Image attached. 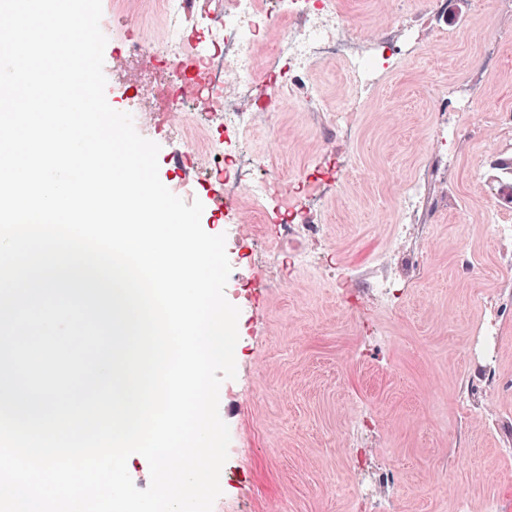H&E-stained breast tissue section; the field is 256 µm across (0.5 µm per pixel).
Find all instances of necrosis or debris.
<instances>
[{"instance_id": "necrosis-or-debris-1", "label": "necrosis or debris", "mask_w": 512, "mask_h": 512, "mask_svg": "<svg viewBox=\"0 0 512 512\" xmlns=\"http://www.w3.org/2000/svg\"><path fill=\"white\" fill-rule=\"evenodd\" d=\"M213 0H158L166 22L164 37L132 42L128 49L165 64L171 79L159 95L158 110L168 115L221 116L224 132L209 139L202 154L207 175L223 187L228 209L242 216L260 211L280 236L315 241L322 227L315 218L325 199L342 191L348 162L324 154L312 170L281 180L249 142L258 115L284 99L314 123L341 136L355 128L358 105L378 84L385 70L399 66L417 39L409 20L398 31L369 37L355 35L339 0H224L214 18ZM287 27L265 62L253 46L273 19ZM345 65L350 87L335 107L322 106L321 90L306 83L318 65ZM428 174L406 184L398 197L399 238H407L426 206Z\"/></svg>"}]
</instances>
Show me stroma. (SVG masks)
<instances>
[{
  "instance_id": "1",
  "label": "stroma",
  "mask_w": 512,
  "mask_h": 512,
  "mask_svg": "<svg viewBox=\"0 0 512 512\" xmlns=\"http://www.w3.org/2000/svg\"><path fill=\"white\" fill-rule=\"evenodd\" d=\"M341 2L358 33L391 25L390 0ZM102 7L109 105L159 144L161 182L185 202L203 201V229L226 236L239 339L236 377L219 399L231 443L213 512H512V273L501 268L505 246L486 231L491 219L512 224L493 180L494 165L512 160V133L470 135L512 113V11L495 0L413 10L422 48L364 99L351 138L327 139L280 101L268 114L276 141L260 132L252 142L286 179L313 168L326 146L350 155L346 191L316 218L321 246L345 270L389 256L406 284L387 306L352 282L341 293L310 272L270 268L275 227L244 231L208 205L202 165L177 167L169 156L202 147L210 122H159L151 94L169 74L126 51L129 41L162 38L164 21L141 23L148 0ZM448 126L454 174L430 179L434 207L416 232L413 273L395 236L396 200L431 165ZM256 275L267 288L241 296ZM486 321L500 328L491 353L477 347ZM356 420L364 426L352 441Z\"/></svg>"
}]
</instances>
